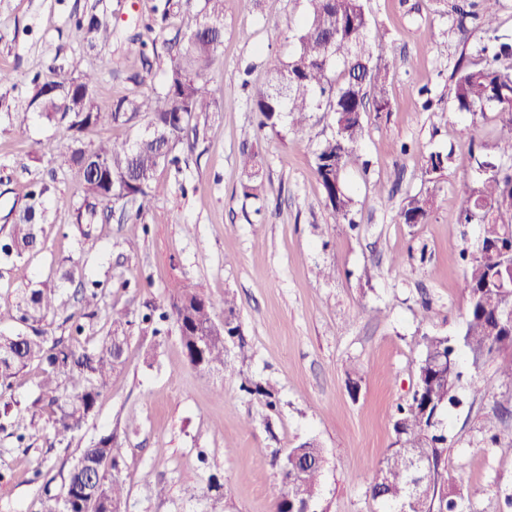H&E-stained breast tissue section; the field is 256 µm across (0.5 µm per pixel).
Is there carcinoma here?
Wrapping results in <instances>:
<instances>
[{
  "mask_svg": "<svg viewBox=\"0 0 512 512\" xmlns=\"http://www.w3.org/2000/svg\"><path fill=\"white\" fill-rule=\"evenodd\" d=\"M300 23L292 35L288 61L277 70V83L257 90L252 97L259 127L280 133L285 120L303 127L314 112L332 117V131L315 152V173L320 181L325 206L337 224L357 228L351 217L353 199L345 187L343 173L355 157L363 137V114L387 112L388 67L384 64L385 34L373 30L364 0H302ZM500 0H479L477 10L459 12L458 29L466 31V20H478L488 32H496ZM224 25V0H205L204 11L195 28L171 42L178 45L164 72L162 90L152 97L123 96L109 105L98 104L93 96L97 74L74 71L63 66L50 69L47 77L57 93L33 96V111L49 121H67L70 143L67 162L76 169L82 183L83 203L74 210V222L89 224L96 215L95 202L134 201L160 191L157 171L178 165L176 146L184 131L214 106L206 78L218 51ZM110 23L92 14L78 21L75 37L93 43L108 38ZM480 49L482 57L459 60L451 74L452 105L448 117L462 113L494 112L500 121L495 143L496 156L475 158L478 176L462 198L459 223L476 224L485 242L497 247L489 255H476L464 247L459 253L465 266L462 288L468 295L465 326L458 338L422 336L423 354L415 366L411 396L397 405L394 419L395 447L380 463L383 482L371 493L382 501L384 512H466L462 500L448 491V468L444 452L448 435L440 416L450 406L460 404L455 394L461 372L449 369L457 360V346H463L475 367L495 358L512 346V321L505 319L512 309V293L495 287L492 275L506 281L512 277V43L500 42ZM150 115V131L130 143L100 142L89 148L81 139L91 127L128 124L140 114ZM448 157L439 152L424 156L425 173L444 170ZM242 185L246 195L258 190L259 168L254 155L241 159ZM46 186L35 185L27 193L29 202L19 214L9 234L0 239V263L8 264L37 250L45 221ZM432 208V195L418 193L407 198L401 211L406 224H425ZM59 295L54 288L19 291L14 303L0 310V320H11L22 330L0 334V396L11 390L15 378L31 362L42 365L37 396L31 403V417L43 413L51 420L53 437L68 442L95 415L98 401L110 376L123 364L131 321L121 312L112 314L106 333L91 346L79 337L84 325L72 323L68 339L49 340L41 329L55 312ZM224 321H216V309ZM171 322L179 336L188 363L202 371L228 368L229 347L246 358V342L233 296L224 294L217 302L195 291L176 289L170 310L158 315ZM241 389L276 409L270 386L246 378ZM0 431L15 438V448L26 453L31 448L27 435L15 426L12 407H0ZM123 448L116 436L105 433L82 449L69 469L58 493L47 489L40 512H126L127 497L119 474H110L106 464L117 469ZM424 461L419 470L418 461ZM270 464L278 468L287 492L276 502L275 512H317L315 501L324 468L323 450L305 441L284 456L270 453ZM423 479L426 495L410 496L411 485Z\"/></svg>",
  "mask_w": 512,
  "mask_h": 512,
  "instance_id": "1",
  "label": "carcinoma"
}]
</instances>
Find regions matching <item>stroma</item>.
I'll return each mask as SVG.
<instances>
[{
    "instance_id": "obj_1",
    "label": "stroma",
    "mask_w": 512,
    "mask_h": 512,
    "mask_svg": "<svg viewBox=\"0 0 512 512\" xmlns=\"http://www.w3.org/2000/svg\"><path fill=\"white\" fill-rule=\"evenodd\" d=\"M166 0H0V237L45 183L47 218L41 250L0 265V305L23 288L59 289L66 310L49 316L48 336H68L67 316H82L75 284L61 280L67 261L102 281L104 296L86 322L103 335L114 312L127 313L128 347L97 413L69 445L54 443L47 417L27 406L41 378L31 363L14 381L16 410L29 420L32 446L22 453L0 433V512H38L44 490L60 491L81 448L105 432L124 448L118 472L127 512H272L283 487L261 451L316 442L325 467L320 512H379L369 488L395 442L396 406L415 383L422 335L455 336L469 300L461 288V248L476 225L458 222L461 200L476 179L471 144L493 147L495 113L449 120L451 73L487 36L460 33L447 0H366L386 37L391 109L367 113L357 158L344 179L357 231L334 224L315 174L314 153L330 119L314 113L301 129L259 128L255 88L286 61L301 0H262L245 8L224 0L223 43L207 73L214 112L200 120L179 169L160 168V193L143 202L100 206L91 237L77 244L73 222L80 177L59 149L64 123L33 113L34 76L51 66L95 71L94 95L107 105L125 95H151L169 63L168 39L190 32L205 0L173 7L165 32L145 23ZM106 18L109 41L88 46L74 37L76 19ZM448 153V166L427 178L422 162ZM255 153L263 185L244 195L241 153ZM433 196L427 223H403L408 196ZM141 211L140 223H126ZM400 264H393V257ZM189 288L218 299L235 296L251 358L242 373L210 375L191 367L175 330L153 335L140 315L145 303L169 306ZM463 405L444 412L451 488L476 512H512V378L495 362L482 371L460 366ZM272 385L277 412L240 389L241 375ZM493 379L495 397H473L470 382ZM224 495L207 490L209 472ZM165 486L157 496L156 486ZM199 497L187 501L185 488Z\"/></svg>"
}]
</instances>
